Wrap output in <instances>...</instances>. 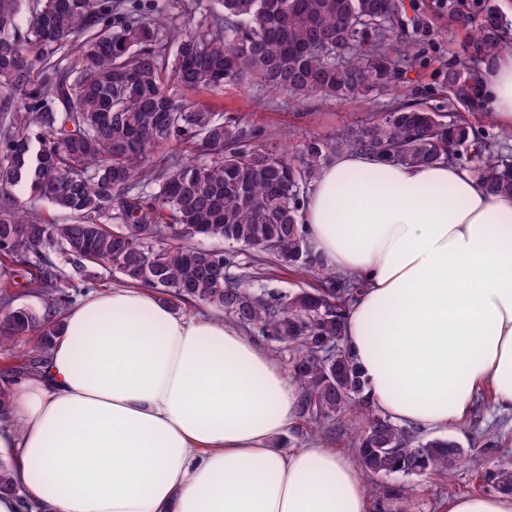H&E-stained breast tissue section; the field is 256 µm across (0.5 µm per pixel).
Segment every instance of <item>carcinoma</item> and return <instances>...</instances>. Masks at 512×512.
<instances>
[{"instance_id": "1", "label": "carcinoma", "mask_w": 512, "mask_h": 512, "mask_svg": "<svg viewBox=\"0 0 512 512\" xmlns=\"http://www.w3.org/2000/svg\"><path fill=\"white\" fill-rule=\"evenodd\" d=\"M23 10L24 0H0V351L38 370L71 304L66 289L101 268L172 305L222 311L276 343L288 354L301 418L314 436L335 425L349 437L376 512L419 509L383 482L392 475L436 477L447 489L465 449L374 408L342 336L358 285L324 268L301 210L320 165L349 150L413 166L465 161L492 194L512 197V130L491 133L468 117L481 107L478 69L512 47L496 0H472L461 53L441 74L437 92L460 112L400 103L329 139L308 138L294 156L256 143L238 119L189 94L233 83L297 102L366 99L416 62L410 48H390L403 0H213L199 20L171 30L151 16L157 4L140 0H33L24 23ZM41 205L66 222L46 219ZM188 226L272 255L318 286L243 288L253 275L231 273L238 252L196 248ZM17 277L41 308L12 306ZM35 335L36 347L16 350ZM12 401L13 389L0 385V427L20 428ZM351 413L365 425L353 428ZM475 480L512 494L511 468Z\"/></svg>"}]
</instances>
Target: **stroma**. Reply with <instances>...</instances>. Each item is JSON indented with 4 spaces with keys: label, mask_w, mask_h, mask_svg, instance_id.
Segmentation results:
<instances>
[{
    "label": "stroma",
    "mask_w": 512,
    "mask_h": 512,
    "mask_svg": "<svg viewBox=\"0 0 512 512\" xmlns=\"http://www.w3.org/2000/svg\"><path fill=\"white\" fill-rule=\"evenodd\" d=\"M404 25L397 32V45L412 44L419 53L414 67L402 70L391 88L371 94L367 100L347 103L311 99L302 104L289 101L287 95L264 87L243 88L227 85L217 93L194 94V101L216 112L234 115L243 124L256 129L257 141L292 148L309 137L332 136L344 125L365 121L389 110L396 103L417 101L440 113H448L446 98L437 94L439 74L451 62L463 38L454 15L467 9L468 0H404ZM497 432L503 442L512 444V413L494 407L471 409L468 417L454 427L450 438L466 450L464 460L453 471L454 494L473 491L472 474L483 467H512V457H503L474 445L483 430Z\"/></svg>",
    "instance_id": "35a3bbf8"
}]
</instances>
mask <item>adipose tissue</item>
<instances>
[{
  "label": "adipose tissue",
  "instance_id": "1",
  "mask_svg": "<svg viewBox=\"0 0 512 512\" xmlns=\"http://www.w3.org/2000/svg\"><path fill=\"white\" fill-rule=\"evenodd\" d=\"M478 78L483 111L512 127V54ZM302 222L326 268L361 285L343 333L384 415L444 432L483 387L512 413V198L454 163L343 152ZM298 395L233 321L146 288L89 293L15 384L21 428H0V451L17 490L0 512H370L350 456L281 448Z\"/></svg>",
  "mask_w": 512,
  "mask_h": 512
}]
</instances>
